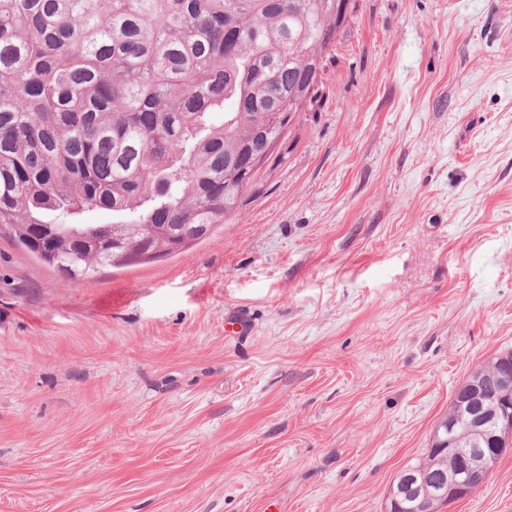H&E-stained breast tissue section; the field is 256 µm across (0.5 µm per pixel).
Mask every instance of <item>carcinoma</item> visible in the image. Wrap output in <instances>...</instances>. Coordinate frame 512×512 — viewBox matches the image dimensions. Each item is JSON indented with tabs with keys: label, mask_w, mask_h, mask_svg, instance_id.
I'll list each match as a JSON object with an SVG mask.
<instances>
[{
	"label": "carcinoma",
	"mask_w": 512,
	"mask_h": 512,
	"mask_svg": "<svg viewBox=\"0 0 512 512\" xmlns=\"http://www.w3.org/2000/svg\"><path fill=\"white\" fill-rule=\"evenodd\" d=\"M340 29L336 0H0V229L74 281L210 237L262 185L228 159L321 101Z\"/></svg>",
	"instance_id": "cac0c4a2"
}]
</instances>
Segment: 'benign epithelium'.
<instances>
[{"instance_id": "1", "label": "benign epithelium", "mask_w": 512, "mask_h": 512, "mask_svg": "<svg viewBox=\"0 0 512 512\" xmlns=\"http://www.w3.org/2000/svg\"><path fill=\"white\" fill-rule=\"evenodd\" d=\"M466 397L460 411L470 414L469 432L472 447L459 452L464 462L457 473L433 492L424 474L398 472L389 487L386 512H396L402 502L411 497L422 512H439L436 499L448 496V501L465 498L475 492L487 479L498 461L512 451V373H503L497 379V403L491 407L483 398L482 375L473 373L465 382Z\"/></svg>"}]
</instances>
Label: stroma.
Instances as JSON below:
<instances>
[{"label": "stroma", "instance_id": "obj_1", "mask_svg": "<svg viewBox=\"0 0 512 512\" xmlns=\"http://www.w3.org/2000/svg\"><path fill=\"white\" fill-rule=\"evenodd\" d=\"M353 3L211 237L74 282L0 232V512H384L512 351V0Z\"/></svg>", "mask_w": 512, "mask_h": 512}]
</instances>
